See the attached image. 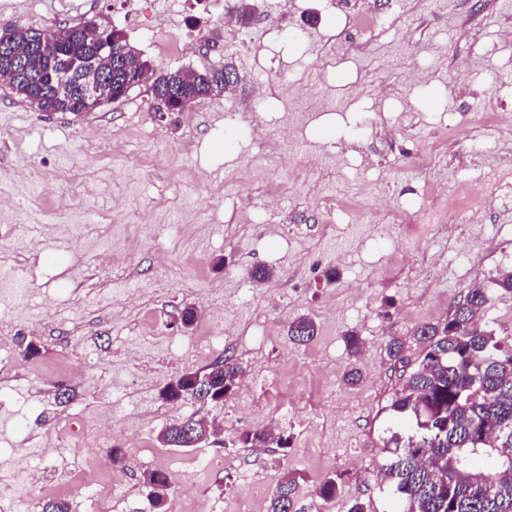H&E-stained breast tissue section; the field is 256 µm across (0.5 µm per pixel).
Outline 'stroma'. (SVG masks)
Wrapping results in <instances>:
<instances>
[{
	"label": "stroma",
	"mask_w": 512,
	"mask_h": 512,
	"mask_svg": "<svg viewBox=\"0 0 512 512\" xmlns=\"http://www.w3.org/2000/svg\"><path fill=\"white\" fill-rule=\"evenodd\" d=\"M224 0H0V27L50 30L93 19L122 29L154 73L232 65L231 95L159 113L150 84L96 112H41L0 82V321L16 324L19 358L0 369V454H28L8 492L23 512L71 498L60 444L79 438L87 411L112 420V445L135 462L112 512H152L142 473L184 478L170 512H267L269 475H295L305 512H397L380 477L388 405L421 360L415 334L444 320L474 281L511 268L512 188L495 112L512 113V0H376L394 17L348 62L323 63L364 0H249L245 43L225 30ZM303 85L293 97L289 84ZM267 93L241 115L253 85ZM259 137L243 133L246 123ZM454 131L450 152L434 130ZM450 202L478 181L495 194L478 224L432 233L434 180ZM385 194L406 223L377 231L369 210L344 213L341 189ZM252 202L241 215V199ZM262 266L269 280L255 282ZM194 324L174 323L179 309ZM312 318L306 344L288 325ZM363 341L350 358L345 336ZM79 336V359L50 339ZM403 359L388 360L391 338ZM236 359L250 388L221 403L164 401L160 392L217 356ZM363 373L348 385L350 363ZM206 418L218 443L170 448L171 423ZM278 424L287 448H250L243 431ZM341 492L318 495L326 478Z\"/></svg>",
	"instance_id": "1"
}]
</instances>
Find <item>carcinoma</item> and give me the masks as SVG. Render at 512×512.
I'll use <instances>...</instances> for the list:
<instances>
[{"instance_id":"carcinoma-1","label":"carcinoma","mask_w":512,"mask_h":512,"mask_svg":"<svg viewBox=\"0 0 512 512\" xmlns=\"http://www.w3.org/2000/svg\"><path fill=\"white\" fill-rule=\"evenodd\" d=\"M12 39L30 42L38 31L6 25ZM117 51L124 55L122 69L112 73V63L102 92L119 95L136 87L150 70L147 61L130 45L122 31L107 26ZM68 42L93 53L94 43L80 24L66 27ZM42 58L30 59L25 67L14 65L0 48V77L26 100L40 97L54 112H70L73 106L59 102L55 85L31 77ZM231 66L203 72L176 70L164 73L151 85L155 101L176 87L195 102L206 99L224 84V71ZM494 288H472L455 305L452 314L436 323L420 326L416 335L425 344L420 362L406 375L394 393L389 410L393 426L383 439L388 456L385 477L390 492L402 505L401 512H512V350L506 351L491 326L481 320L495 296L512 297V271L493 281ZM315 322L300 317L288 326L289 338L297 343L316 336ZM243 375L242 366L230 357L223 366L184 372L162 390L167 401L189 396L196 378H201L217 396H228ZM186 420L169 425L160 440L169 448H194L198 442L184 434ZM240 441L252 448H265L275 441H288L256 428L243 433ZM479 459L493 463L497 476L489 479L475 472ZM143 484L150 489L153 512H168L169 477L162 470H146ZM295 500V480L285 475L274 487L268 512H287Z\"/></svg>"}]
</instances>
